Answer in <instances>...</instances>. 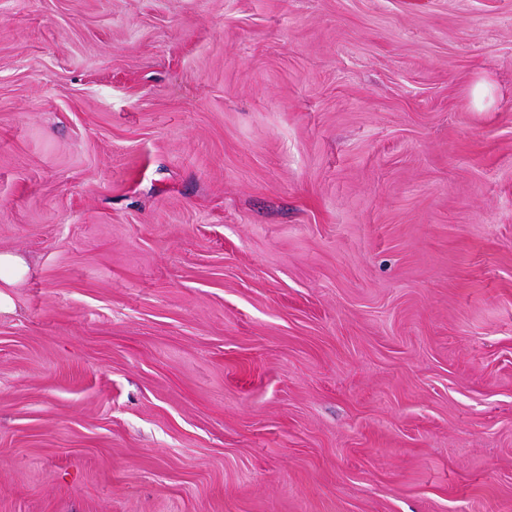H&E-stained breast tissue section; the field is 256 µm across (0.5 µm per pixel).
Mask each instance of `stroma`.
Returning <instances> with one entry per match:
<instances>
[{"instance_id": "35a3bbf8", "label": "stroma", "mask_w": 512, "mask_h": 512, "mask_svg": "<svg viewBox=\"0 0 512 512\" xmlns=\"http://www.w3.org/2000/svg\"><path fill=\"white\" fill-rule=\"evenodd\" d=\"M0 512H512V0H0ZM26 272L23 262L9 253H0V281L11 284L20 280Z\"/></svg>"}]
</instances>
